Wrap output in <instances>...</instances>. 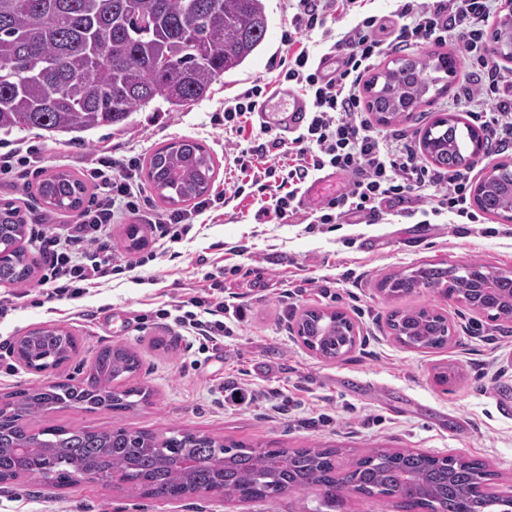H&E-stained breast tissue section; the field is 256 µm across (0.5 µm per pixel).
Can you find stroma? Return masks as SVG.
Wrapping results in <instances>:
<instances>
[{"label":"stroma","instance_id":"stroma-1","mask_svg":"<svg viewBox=\"0 0 512 512\" xmlns=\"http://www.w3.org/2000/svg\"><path fill=\"white\" fill-rule=\"evenodd\" d=\"M269 30L263 46L236 73L213 84L207 96L188 107L155 100L138 109L124 126H100L78 133L40 129H1L0 148L17 139L37 151L41 169L83 174L87 154L134 146L147 161L160 146L187 138L201 143L215 161L212 194L226 187L230 134L214 123L224 101L256 79L273 80L285 54L282 36L290 27L288 0H264ZM470 70L458 66L450 88L411 113L397 128L421 139L440 114L466 117L457 98ZM37 174L0 184V202L18 206L27 224L69 214L52 212L34 194ZM242 221L198 224L175 246L146 233L144 245L125 248V226L112 227V247L121 261L143 259L135 273L111 275L83 303L96 311L86 320L70 314L67 303L49 307L36 294L26 297L0 321V396L45 383V376L22 368L10 345L34 327L54 325L76 337L79 352L58 371L80 379L96 350L122 344L141 359L140 379L152 391L149 405L122 417L61 410L55 425L77 424L100 430L179 427L220 439L283 448H343L361 456L373 448L415 449L437 457L478 459L492 473L493 491L512 495V417L501 415L496 398L512 400V321L490 319L457 299L419 288L397 300L379 289L381 277L424 264L460 266L480 261L512 271V222L486 216L481 224L428 222L402 216L383 224H290L257 217L251 199L236 200ZM240 246L238 269H225L218 282L226 302H244L247 320L219 349L190 348L172 320H147L148 312L203 286L207 266L223 249ZM428 307L453 326L439 349L417 350L398 342L387 324L396 308ZM340 310L354 324L355 346L330 360L308 349L296 333L309 309ZM170 346H155L156 337ZM445 372L447 383L436 376ZM237 382L261 392L247 408L225 406L219 384ZM311 496L295 493L275 501L240 502L219 496H193L170 503L128 495L99 483L50 489L18 479L0 484V512H314Z\"/></svg>","mask_w":512,"mask_h":512}]
</instances>
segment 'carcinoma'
Masks as SVG:
<instances>
[{
    "label": "carcinoma",
    "mask_w": 512,
    "mask_h": 512,
    "mask_svg": "<svg viewBox=\"0 0 512 512\" xmlns=\"http://www.w3.org/2000/svg\"><path fill=\"white\" fill-rule=\"evenodd\" d=\"M269 29L263 0H0V129L84 132L120 125L154 99L191 105L213 83L239 69ZM456 59L404 56L366 85V108L390 125L430 103L453 76ZM444 87H439V84ZM424 154L442 169L473 163L484 137L453 115L439 116L422 137ZM214 160L199 143L178 140L158 148L146 175L169 206L195 201L211 189ZM86 182L68 170L44 173L35 195L62 212L81 210ZM478 208L512 221V162L497 164L476 188ZM23 216L0 202V284L30 287L38 258L22 245ZM495 292L478 304L498 318L512 309V272L482 262L430 266L390 274L379 288L399 298L416 288L441 289L467 299L475 282ZM396 339L414 349L448 342V320L429 308L396 309L388 318ZM304 345L329 359L352 347L354 325L341 311L308 310L297 324ZM77 339L58 326L31 329L12 346L29 370L57 369L78 353ZM141 362L124 345L100 347L80 380L22 388L0 403V482L20 478L55 488L112 484L158 501L200 494L242 501L313 494L320 506L342 512L352 492L392 501L404 512H512L509 499L486 485L478 460L426 456L412 450H374L338 460L334 448H262L224 444L171 427L157 433L119 427L46 424L59 410L122 414L149 403L137 381Z\"/></svg>",
    "instance_id": "carcinoma-1"
}]
</instances>
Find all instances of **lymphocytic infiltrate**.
<instances>
[{
  "label": "lymphocytic infiltrate",
  "instance_id": "obj_1",
  "mask_svg": "<svg viewBox=\"0 0 512 512\" xmlns=\"http://www.w3.org/2000/svg\"><path fill=\"white\" fill-rule=\"evenodd\" d=\"M395 2L400 24L390 39L383 40L373 34L377 19L366 11L368 0H290L295 33L285 43L288 67L280 79L306 97L310 112L291 139L277 135L231 153L229 164L242 175L233 184L232 198L252 197L259 205L258 215L280 221L301 214L314 224H341L350 216L376 224L394 204L413 197L427 213L450 216L453 223H483L470 203V169L440 171L424 165L405 136L371 124L360 88L382 57L425 43H443L449 35L459 34L463 57L478 73L477 83L463 89L459 102L493 142L511 146L512 71L501 68L486 42L494 0ZM337 15L354 16L356 23L343 29L332 44V51L343 52L344 57L327 76L320 69L322 55L302 37ZM267 94V83L259 81L225 101L224 121L230 130L241 131ZM326 169L345 178V189L319 208L304 210V186ZM138 170L134 155L105 151L88 156L85 175L96 189L94 205L64 227H45L49 254L36 291L47 301H79L111 271V228L141 208ZM246 315V308L225 302L208 288L179 300L174 310L154 313L160 320L174 319L203 352L233 335Z\"/></svg>",
  "mask_w": 512,
  "mask_h": 512
}]
</instances>
